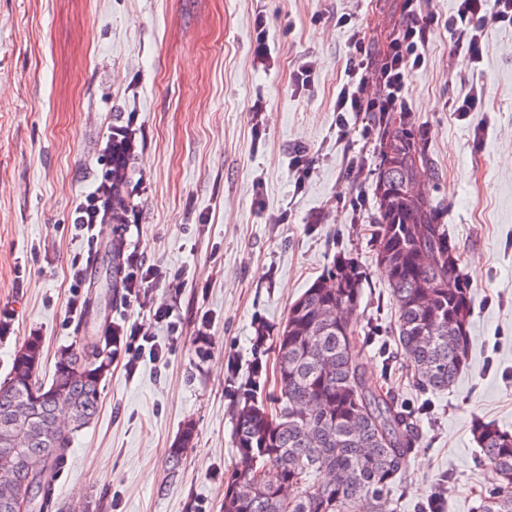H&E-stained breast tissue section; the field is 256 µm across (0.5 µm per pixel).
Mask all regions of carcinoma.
<instances>
[{"label": "carcinoma", "instance_id": "obj_1", "mask_svg": "<svg viewBox=\"0 0 512 512\" xmlns=\"http://www.w3.org/2000/svg\"><path fill=\"white\" fill-rule=\"evenodd\" d=\"M132 151L112 138V223H128L135 208L129 192ZM433 163L426 133L409 112H384L379 120V163L371 225L375 259L388 276L396 336L416 390L448 389L470 356L471 286L459 245L441 223L422 169ZM123 241L112 237V287L123 288ZM366 271L340 252L288 309L272 348L278 378L256 356L234 394L237 462L227 477L223 512H395L394 492L407 475L419 435L395 396L370 380L363 350L347 314L357 310ZM115 324L98 342L65 347L54 373L40 376L41 340L29 337L0 382V426L13 447H0V505L38 485L35 512H54L57 470L70 451V434L99 412V380L109 366L107 346ZM474 436L494 475L477 512H512V433L477 421ZM194 429L183 427L170 450L173 466L192 447Z\"/></svg>", "mask_w": 512, "mask_h": 512}]
</instances>
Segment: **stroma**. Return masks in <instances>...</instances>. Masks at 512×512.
Returning <instances> with one entry per match:
<instances>
[{"label":"stroma","instance_id":"stroma-1","mask_svg":"<svg viewBox=\"0 0 512 512\" xmlns=\"http://www.w3.org/2000/svg\"><path fill=\"white\" fill-rule=\"evenodd\" d=\"M402 0H0V381L31 335L43 343V376L63 347L99 335L104 321L147 325L165 360L127 376L112 359L95 422L73 433L56 498L71 512H221L236 463L228 390L255 357L256 323L275 337L288 308L337 252L367 271L357 312L365 362L396 398L419 405L393 334L388 279L369 223L378 166V115H349L351 145L336 142V95L349 59L348 14L381 45ZM455 0H431L439 24L412 73L407 107L426 127L434 162L429 192L463 250L472 288V354L448 390L417 418L419 444L397 495L418 512L442 476L444 512H475L492 475L472 435L475 420L512 432V26H495L471 69L446 22ZM263 18L270 63L254 61ZM317 63L296 90L299 62ZM484 102L458 119L467 91ZM262 103L255 111L254 103ZM143 133L129 190L125 236L167 277L140 300L112 289V225L87 243L71 228L100 183L112 124ZM363 157L351 175L348 152ZM302 155L313 173L296 182ZM90 263L83 306L66 303L73 258ZM172 306L178 332L155 322ZM194 446L173 467L184 425ZM485 98L484 87L478 83H471L468 92L463 99L452 104L453 112H458V117L465 119L469 112H474L481 105Z\"/></svg>","mask_w":512,"mask_h":512}]
</instances>
